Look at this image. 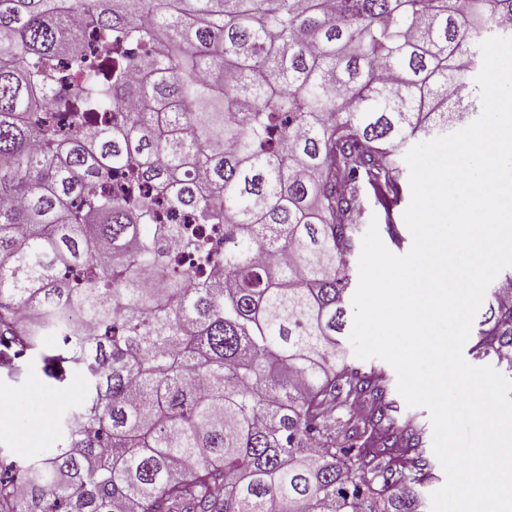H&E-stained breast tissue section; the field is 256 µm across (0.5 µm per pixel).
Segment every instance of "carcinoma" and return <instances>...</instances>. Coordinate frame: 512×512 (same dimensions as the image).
I'll return each instance as SVG.
<instances>
[{"label":"carcinoma","instance_id":"cac0c4a2","mask_svg":"<svg viewBox=\"0 0 512 512\" xmlns=\"http://www.w3.org/2000/svg\"><path fill=\"white\" fill-rule=\"evenodd\" d=\"M508 23L512 0H0V367L85 386L56 448L0 450V512H420L422 429L338 361L351 261L368 198L401 197L387 154L477 111ZM470 353L512 374L498 287Z\"/></svg>","mask_w":512,"mask_h":512}]
</instances>
